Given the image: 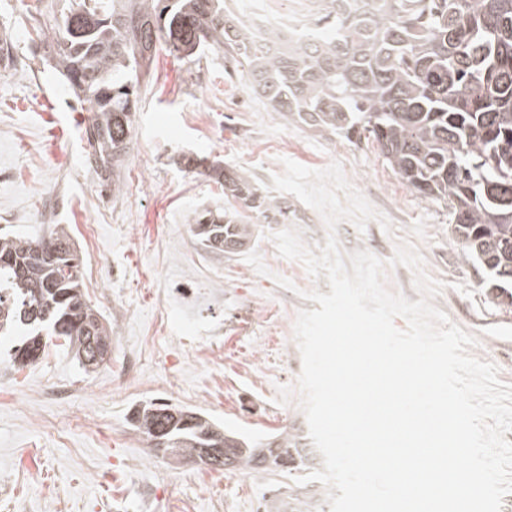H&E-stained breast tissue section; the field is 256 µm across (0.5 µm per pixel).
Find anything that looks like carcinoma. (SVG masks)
Segmentation results:
<instances>
[{
	"label": "carcinoma",
	"mask_w": 512,
	"mask_h": 512,
	"mask_svg": "<svg viewBox=\"0 0 512 512\" xmlns=\"http://www.w3.org/2000/svg\"><path fill=\"white\" fill-rule=\"evenodd\" d=\"M323 35L288 44L275 29L260 39L224 0H70L48 4L36 31L55 48V68L74 97L89 104L86 156L103 184L121 191V170L132 138L138 85L157 46L187 56L206 46L224 49L245 70L246 82L273 110L310 131L345 138L366 134L399 179L420 197L444 204L452 241L496 290L493 302L512 310V0H373L351 21L335 0H319ZM84 20L73 35V19ZM224 197L257 216L288 223V205L259 192L235 169L211 167ZM190 231L205 248L211 238L253 236L233 207L194 213ZM68 233L46 237L0 233V335L23 332L12 366L36 362L48 340L63 341L78 362L87 354L84 327L99 320L81 289L79 259ZM185 408L147 402L130 417L149 438L158 412ZM185 453L203 440L175 426ZM293 449L286 469L258 468L251 454L238 470L293 481L313 469L303 436H273ZM327 489L288 486V512H318Z\"/></svg>",
	"instance_id": "1"
}]
</instances>
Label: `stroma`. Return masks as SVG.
Here are the masks:
<instances>
[{
  "label": "stroma",
  "mask_w": 512,
  "mask_h": 512,
  "mask_svg": "<svg viewBox=\"0 0 512 512\" xmlns=\"http://www.w3.org/2000/svg\"><path fill=\"white\" fill-rule=\"evenodd\" d=\"M38 0H0V228L28 237L57 224L82 260V288L112 328V355L85 371L53 345L34 364L6 368L18 339L0 338V512H262L278 483L156 458L129 418L146 401L203 413L256 435L307 431L296 384L302 359L294 337L303 299L329 293L302 263L280 257V227L254 222L257 274L243 255L209 251L192 236L194 212L223 210L218 184L189 171L208 157L245 171L263 193L282 159L312 169L340 162L351 184L387 217L337 226L344 252L390 260L406 242L444 283L434 304L478 344L474 356L512 383V311L489 300L480 273L450 238L444 204L421 198L377 146L318 136L288 122L249 89L224 50L191 56L159 46L141 84L123 189H103L81 137L90 114L63 90L35 30ZM291 226L311 248L328 230L317 211L286 195ZM292 281L294 290L276 283Z\"/></svg>",
  "instance_id": "1"
}]
</instances>
